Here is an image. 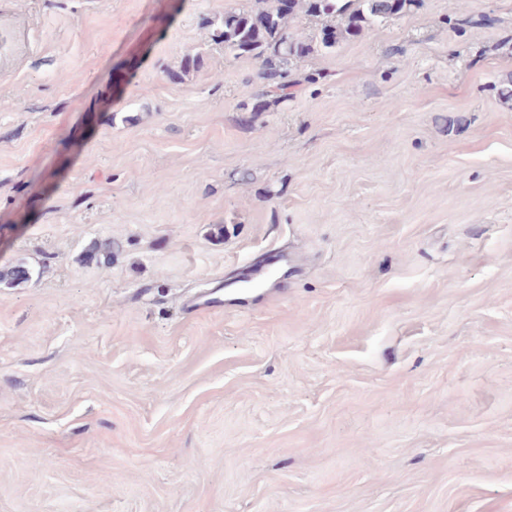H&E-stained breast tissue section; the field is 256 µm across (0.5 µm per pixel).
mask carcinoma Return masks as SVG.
Returning a JSON list of instances; mask_svg holds the SVG:
<instances>
[{"label": "carcinoma", "mask_w": 512, "mask_h": 512, "mask_svg": "<svg viewBox=\"0 0 512 512\" xmlns=\"http://www.w3.org/2000/svg\"><path fill=\"white\" fill-rule=\"evenodd\" d=\"M250 10L228 9L211 40L224 47L233 57L252 56L261 62V85L247 92L254 100L252 111L259 112L288 101V66L303 61L314 52V46L333 49L341 41L357 38L371 26L399 17L413 0H256ZM325 19L318 32L296 35L290 24L299 15ZM112 259V242L94 243L86 254L88 262ZM32 277L21 265L0 270V283L19 286Z\"/></svg>", "instance_id": "cac0c4a2"}]
</instances>
